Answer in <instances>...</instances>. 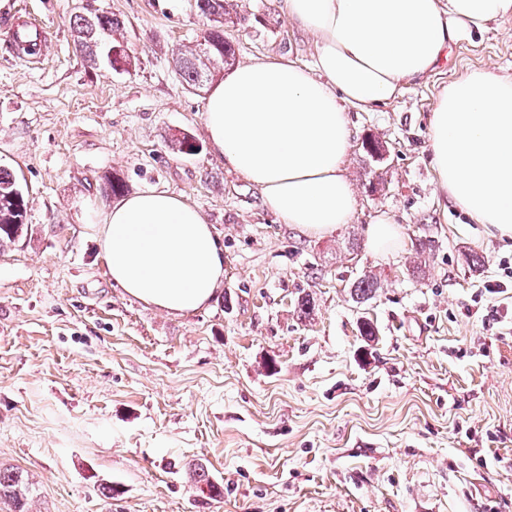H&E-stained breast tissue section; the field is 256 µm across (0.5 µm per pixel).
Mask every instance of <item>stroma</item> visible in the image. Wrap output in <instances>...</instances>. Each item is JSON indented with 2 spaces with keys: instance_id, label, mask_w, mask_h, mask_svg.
Segmentation results:
<instances>
[{
  "instance_id": "stroma-1",
  "label": "stroma",
  "mask_w": 512,
  "mask_h": 512,
  "mask_svg": "<svg viewBox=\"0 0 512 512\" xmlns=\"http://www.w3.org/2000/svg\"><path fill=\"white\" fill-rule=\"evenodd\" d=\"M101 12L124 22L129 71L75 49L71 17ZM14 14L51 35L35 63L0 45V166L28 202L27 237L0 245V466L27 478L28 512H512V285L486 289L512 240L438 191L429 148L444 87L512 74V18L351 111L355 218L306 237L209 150V90L175 64L208 24L195 0H0V21ZM224 34L239 64L312 61L278 0H231ZM178 131L195 154L171 146ZM112 174L211 224L224 283L206 307L170 313L112 281L89 227ZM384 212L405 246L379 254L365 228ZM368 274L379 287L355 302ZM199 466L223 496L199 491Z\"/></svg>"
}]
</instances>
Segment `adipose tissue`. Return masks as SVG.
Instances as JSON below:
<instances>
[{
    "mask_svg": "<svg viewBox=\"0 0 512 512\" xmlns=\"http://www.w3.org/2000/svg\"><path fill=\"white\" fill-rule=\"evenodd\" d=\"M311 33L312 65L263 58L237 66L206 99L210 146L258 186L268 211L305 236L352 223L346 174L349 109L373 112L433 72L450 42L512 16V0H280ZM439 189L478 224L512 238V75L476 70L445 87L431 114ZM115 284L185 314L224 281V256L201 211L146 190L111 207L97 227Z\"/></svg>",
    "mask_w": 512,
    "mask_h": 512,
    "instance_id": "adipose-tissue-1",
    "label": "adipose tissue"
}]
</instances>
